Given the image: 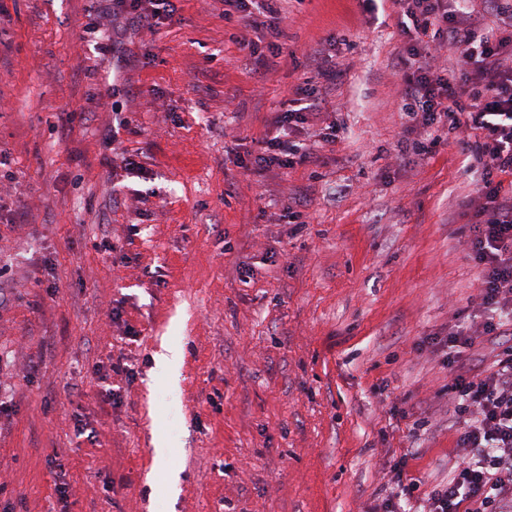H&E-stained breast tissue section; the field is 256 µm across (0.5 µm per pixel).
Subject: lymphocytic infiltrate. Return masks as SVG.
<instances>
[{
	"mask_svg": "<svg viewBox=\"0 0 512 512\" xmlns=\"http://www.w3.org/2000/svg\"><path fill=\"white\" fill-rule=\"evenodd\" d=\"M409 42L399 58L403 110L414 125L460 134L468 168H479L471 200L475 224L461 228L467 257L482 269L477 321L448 334L454 373L444 389L463 423L461 461L423 512H512V0H393ZM126 24L158 27L175 0H107ZM454 49L457 72L439 61ZM320 108L298 88L263 138L259 167L312 162L291 134ZM493 337L489 369L467 365V352Z\"/></svg>",
	"mask_w": 512,
	"mask_h": 512,
	"instance_id": "f902f5d3",
	"label": "lymphocytic infiltrate"
}]
</instances>
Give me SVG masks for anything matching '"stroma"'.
Instances as JSON below:
<instances>
[{
  "mask_svg": "<svg viewBox=\"0 0 512 512\" xmlns=\"http://www.w3.org/2000/svg\"><path fill=\"white\" fill-rule=\"evenodd\" d=\"M177 6L119 60L99 0H0V512H382L403 453L422 501L459 461L439 390L478 312L476 183L447 132L399 152L396 9L277 0L266 68L221 0ZM305 83L338 140L257 167ZM153 360L156 369L175 374L182 363V352L162 344L161 350L154 353Z\"/></svg>",
  "mask_w": 512,
  "mask_h": 512,
  "instance_id": "35a3bbf8",
  "label": "stroma"
}]
</instances>
